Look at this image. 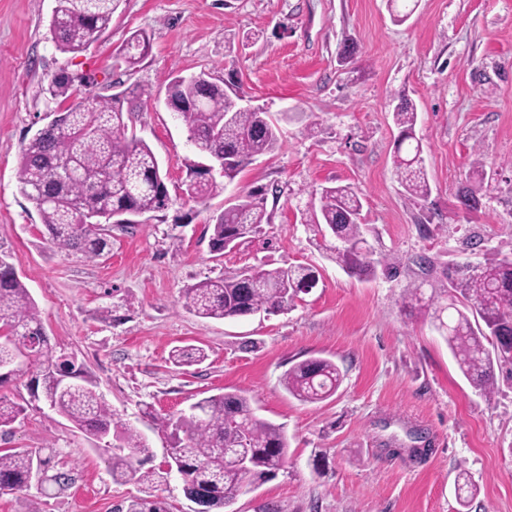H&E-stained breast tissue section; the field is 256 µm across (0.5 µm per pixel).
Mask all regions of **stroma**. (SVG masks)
Returning <instances> with one entry per match:
<instances>
[{
    "instance_id": "1",
    "label": "stroma",
    "mask_w": 512,
    "mask_h": 512,
    "mask_svg": "<svg viewBox=\"0 0 512 512\" xmlns=\"http://www.w3.org/2000/svg\"><path fill=\"white\" fill-rule=\"evenodd\" d=\"M54 0H0V252L36 300L58 351L74 355L117 420L137 429L149 465L162 471L167 439L152 414H178L203 397L238 390L257 414L284 425V471L249 485L234 512H457L455 480L477 484L470 512H512V378L496 369L485 397L464 377L429 320L406 315L407 289L431 291L512 253V0H418L394 23L386 0H121L110 27L82 55L51 39ZM147 55L133 69L119 58L132 33ZM91 74L93 93L137 84L153 95L126 114L127 132L161 164L172 203L112 227L98 257L61 252L16 178L21 148L59 111L46 88L60 72ZM201 75L241 106L278 119L282 146L254 159L225 190L197 202L184 195L206 159L165 104L170 75ZM418 112L431 188L407 197L393 170L392 100ZM483 164L481 207L465 210L459 188ZM348 185L363 199L375 254L396 258V274L349 276L333 237L305 223L312 190ZM265 189L271 216L259 232L217 258L209 219L238 197ZM481 244L471 249L467 238ZM436 266L425 273L421 258ZM302 264L318 283L287 312L211 320L182 307L186 288L243 267ZM205 350L175 366L171 351ZM332 359L344 374L336 394L300 402L281 384L308 357ZM27 407L0 435V448L53 447L72 478L65 488L0 494V512H116L132 496L163 498L193 512L181 480L114 483L108 456L72 423L31 397L30 375L3 386ZM425 432L429 454L392 456L393 439Z\"/></svg>"
}]
</instances>
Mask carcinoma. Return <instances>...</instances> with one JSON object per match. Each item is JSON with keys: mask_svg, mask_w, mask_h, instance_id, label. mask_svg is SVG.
<instances>
[{"mask_svg": "<svg viewBox=\"0 0 512 512\" xmlns=\"http://www.w3.org/2000/svg\"><path fill=\"white\" fill-rule=\"evenodd\" d=\"M50 33L64 53L79 54L112 22L120 0H54ZM396 22L408 18L411 0H387ZM147 49L145 35L134 33L120 59L138 64ZM84 81V78L77 79ZM66 72L52 77L47 92L65 106V118L38 129L21 150L17 181L21 193L38 211L50 243L61 251L94 258L109 245L113 215L131 211L138 216L168 208L170 195L160 164L145 142L127 137L124 104L148 100L152 91L141 86L108 96H79ZM185 104L176 111L199 153L224 155V179L233 181L239 170L257 156L280 147L279 129L266 113L238 106L224 87L202 84L195 77H174L167 84ZM394 110L399 129L393 165L409 197L425 200L430 185L416 136L417 112L402 96ZM223 186L195 170L184 193L192 199L213 196ZM481 185L464 186L458 200L467 210L478 209ZM363 203L349 186H325L318 204L303 213L304 222L324 228L339 242L336 262L349 275L370 278L377 268L390 273L396 262L374 257L361 220ZM270 221L264 197L257 191L212 216L210 251L224 255L226 242L243 240ZM315 281L312 269L287 265L266 269L246 267L227 271L185 290L182 306L200 318L228 319L288 310L298 294ZM407 307L430 319L448 343L459 368L484 396L496 389L494 363L512 365V256L489 263L465 281L443 287L429 297L421 288L406 289ZM493 351H488L485 343ZM205 359L191 345L171 352L174 364L192 365ZM27 366L39 368L35 386L53 410L91 438L115 436L109 472L114 483H149L154 471L143 470L148 446L130 427H120L96 384L83 377L63 353L51 345L28 288L16 273L10 256L0 255V385ZM340 368L330 359L311 357L290 367L282 376L288 394L305 403L322 402L338 391ZM26 408L0 396V428L13 425ZM156 429L171 441L178 475L186 497H201L205 512H218L224 500L235 498L245 484H260L275 476L288 457L285 426L258 417L250 400L239 391L205 397L177 418L153 416ZM53 454L42 448L0 449V488L28 489L35 463L46 467ZM458 489L469 495L459 505L469 506L477 486L470 473H459ZM125 512H169L164 502L134 498Z\"/></svg>", "mask_w": 512, "mask_h": 512, "instance_id": "1", "label": "carcinoma"}]
</instances>
